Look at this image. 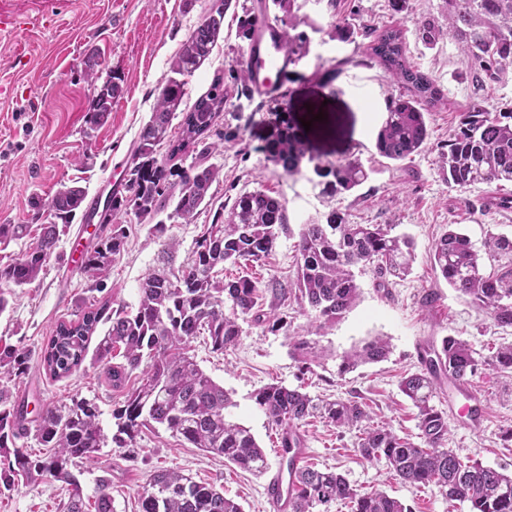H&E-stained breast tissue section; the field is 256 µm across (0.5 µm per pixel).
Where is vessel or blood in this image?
Segmentation results:
<instances>
[{
	"label": "vessel or blood",
	"instance_id": "vessel-or-blood-1",
	"mask_svg": "<svg viewBox=\"0 0 512 512\" xmlns=\"http://www.w3.org/2000/svg\"><path fill=\"white\" fill-rule=\"evenodd\" d=\"M245 61L251 69L250 87L253 95L261 98L272 96L276 91L272 73L288 64L281 29L264 18H257L253 39L245 51ZM449 391L463 399V408L469 413L467 426L473 430L480 429L481 418L475 415L474 410L481 407L482 402L469 383H453ZM307 457L308 450L304 447L280 455L277 466L269 474L264 486V495L272 512H289L288 503L297 489L295 473L305 465Z\"/></svg>",
	"mask_w": 512,
	"mask_h": 512
}]
</instances>
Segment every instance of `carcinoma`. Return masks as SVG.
I'll return each instance as SVG.
<instances>
[{"instance_id": "carcinoma-1", "label": "carcinoma", "mask_w": 512, "mask_h": 512, "mask_svg": "<svg viewBox=\"0 0 512 512\" xmlns=\"http://www.w3.org/2000/svg\"><path fill=\"white\" fill-rule=\"evenodd\" d=\"M448 31L432 19L415 22V36L427 48L441 37L453 38L470 62L476 81L497 82L512 66V0H443ZM303 4L298 0H271L264 4L273 23L288 24L283 47L289 64L295 65L310 52L311 39L298 30L304 24L315 33L347 42L356 31L338 19L324 29L298 17ZM236 13L237 37L250 41L255 12L239 0H213L209 14L182 43L170 63V77L157 97L148 121L143 125L131 165L121 190L112 194L100 215L103 234L83 255L81 268L100 288L124 245L123 228L112 223L118 212L132 213L140 220L155 221L151 230L164 238L167 223L190 224L202 206L210 205L209 190L221 175V168L207 163L221 145L208 143L216 121L224 112V82L218 78L201 95L193 108L183 114L179 107L185 95L186 78L212 53L224 30L227 12ZM373 37L371 54L384 66L392 81L407 94L392 99L387 115L376 133L380 156L401 161L420 154L429 139L427 116L447 107L435 79L411 66L406 58L405 35L399 26L380 32L365 30ZM123 94L120 83L105 82L93 100L90 122L107 120L112 103ZM181 118L177 139L171 138L172 122ZM194 127L198 138L192 143L196 157L186 167H172L168 159L180 149L186 128ZM167 157H160L162 146ZM267 160L288 176L302 173V164H312L316 183L332 196L350 193L368 179L357 159L335 163L314 161L303 142L294 136L281 138L267 149ZM448 187L464 193L476 184H512V107L489 109L475 103L459 115L448 133ZM86 189L63 186L53 197L51 208L59 224L41 225L38 237L11 263L0 266V283L22 287L35 282L54 253L60 236L81 209ZM285 207L279 197L264 189L236 196L228 211H219L204 225L184 257L175 237L164 238L157 264L140 283L136 307L112 309L106 300L74 322L57 325L43 347L40 363L47 373L63 378L78 370L86 358L101 367L112 389H126L124 399L112 408V435L104 433L100 410L93 399L74 396L65 406L44 407L33 422H27L24 405L0 389V484L10 489L19 478L51 480L66 485L68 499L63 512H89L73 468L92 463L100 450L112 447L131 457L137 438L145 429L163 426L172 436L200 448L242 470L261 476L269 462L251 430L226 418L232 406L224 387L206 374L191 343L199 336L210 339L211 349L222 352L242 335L240 322L279 330L286 327L273 309H264L263 289L246 276L224 280V264L248 261L263 263L272 253L280 231L285 229ZM394 224H349L331 212L323 224H306L297 244L296 298L308 305L324 327L349 311L360 294L354 268L369 266L385 288L389 279H403L415 260L409 235L395 232ZM29 233L27 224H1L0 244ZM499 256L512 257V237L490 233L483 248L456 229H448L432 247L435 271L472 303L486 311L494 326L512 328V263L493 272H483L485 262ZM108 329L89 349V338L98 324ZM290 348L309 372L321 354L305 338L290 337ZM389 344L381 337L344 353L338 373L344 374L367 362L386 358ZM122 357L120 363L113 362ZM31 353L23 347L0 351V367L20 376L29 368ZM491 366L512 373V344L502 345L487 357L468 343L452 336L442 339L420 355V368L399 381L400 391L417 409L419 430L416 443L399 436L388 425L372 422L367 404L353 397L324 401L297 389L272 383L255 393V403L279 430V447L297 448L304 442L299 432L307 418L318 416L337 427L358 431L357 450L369 461H384L391 475L404 484L435 486L450 500L468 502L471 512H512V474L478 462L465 463L446 447L448 413L433 404L442 379L469 381L479 370ZM139 384L127 387L134 372ZM33 435L40 445L51 449L45 456H33L16 447V440ZM298 491L291 512H331L336 503H347L351 512H411L401 500L379 490L361 493L340 474L311 465L296 476ZM110 479L101 477L94 502L95 512H114L108 492ZM142 512H242L241 505L216 487L193 480L179 471L157 470L149 475L141 496Z\"/></svg>"}]
</instances>
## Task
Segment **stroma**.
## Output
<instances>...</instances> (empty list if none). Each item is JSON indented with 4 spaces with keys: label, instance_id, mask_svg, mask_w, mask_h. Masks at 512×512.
<instances>
[{
    "label": "stroma",
    "instance_id": "1",
    "mask_svg": "<svg viewBox=\"0 0 512 512\" xmlns=\"http://www.w3.org/2000/svg\"><path fill=\"white\" fill-rule=\"evenodd\" d=\"M213 0H0V12L15 16L19 25L13 42L25 55H0V76L11 84L10 98L0 100V225L26 224L32 235L54 222L50 202L62 184L79 182L88 195L105 198L122 181L142 126L170 75L169 66L189 34L206 18ZM303 15L321 27L332 18L376 29L401 26L406 57L411 65L436 80L448 102L431 112V139L412 159L394 162L375 147L376 123L386 116L387 104L403 89L394 83L379 60L367 49V40L340 42L312 34L309 55L276 72L278 97L254 99L241 107L236 94L224 100L218 131L238 125L241 138L228 140L211 163L222 173L213 183L211 203L199 209L192 223L172 224L168 233L190 247L205 224L221 207L231 205L242 191L264 188L284 204L287 226L264 265L244 262L225 265L226 277L247 276L267 282L276 279L288 295H264L288 323L287 330L270 331L243 323L235 346L212 352L206 338L193 343L201 368L229 394L232 420L248 427L275 460L278 431L256 405V391L271 382L304 386L312 397H359L374 421L391 424L402 436L416 437V410L400 392L401 376L416 371L424 348L442 338L462 339L477 352L488 354L512 342V329L493 326L489 316L473 305L435 272L431 246L448 227L467 234L482 246L487 232L512 235V209L500 210L490 201L500 192L512 193V184L499 188L480 184L467 192L450 190L443 174L442 152L448 132L475 101L494 106L512 105V69L500 82L476 86L470 64L451 38L435 48L415 38L414 22L431 17L445 24L440 0H410L408 14L394 13L390 0H307ZM241 42L233 15L224 18L209 58L189 77L180 106L190 111L216 78L228 77L240 64ZM96 67L98 81L87 77ZM119 79L123 95L112 105L108 121L91 124L90 106L102 80ZM300 137L315 159L327 162L359 157L369 173L354 191L330 197L307 176H288L266 159L267 145L287 135ZM338 212L351 224H394L415 244L410 275L388 290L375 288L372 270L358 272L361 294L341 319L320 327L313 312L300 306L290 290L296 281L295 246L302 225L324 222ZM126 237L120 256L95 290L76 265H68L77 246H91L99 226L77 214L67 234L61 235L54 257L32 284L12 290L10 308L0 314V347L22 344L32 355L26 375L0 379L15 400L24 402L28 419L42 406H61L72 396L95 400L102 423H109L120 392L112 390L99 367L90 363L69 377L55 380L43 370L41 348L57 324L78 320L85 311L111 300L113 306H136L141 281L153 268L160 240L150 223L118 213ZM303 336L316 341L326 355L314 371L301 375L289 353V339ZM381 336L388 340L387 359L367 363L338 375L336 357ZM486 410L480 430H470L464 418L449 413L448 445L466 462L512 471V441L502 434L512 429V375L487 368L470 380ZM310 450L308 461L318 468L342 474L362 492L381 490L410 505L412 512H470L468 503L448 499L433 486H411L392 479L384 463L363 459L357 451V430L337 428L319 418L301 428ZM174 468L195 481L223 488L243 512H272L263 494L265 477L225 463L190 444L177 441L159 428L144 431L135 459L118 449L103 448L97 465L80 475L86 495H93L99 476L109 475L115 512H141L140 497L154 470ZM67 498L64 484L18 483L0 486V512H62Z\"/></svg>",
    "mask_w": 512,
    "mask_h": 512
}]
</instances>
